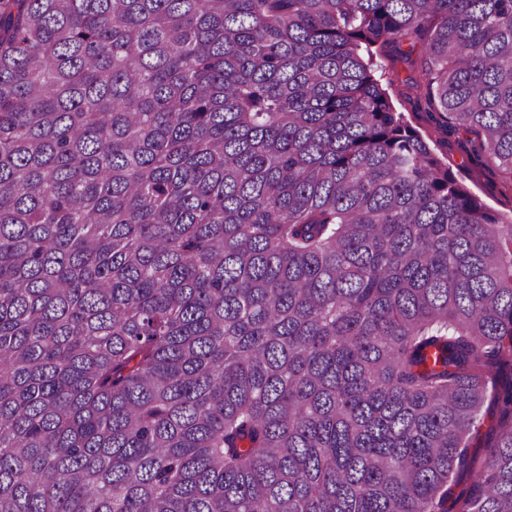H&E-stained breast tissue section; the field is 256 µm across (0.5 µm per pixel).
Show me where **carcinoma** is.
Segmentation results:
<instances>
[{
    "instance_id": "carcinoma-1",
    "label": "carcinoma",
    "mask_w": 512,
    "mask_h": 512,
    "mask_svg": "<svg viewBox=\"0 0 512 512\" xmlns=\"http://www.w3.org/2000/svg\"><path fill=\"white\" fill-rule=\"evenodd\" d=\"M406 39L512 172V0H0V512H512V220ZM425 58L422 43L414 48L412 65L396 57L389 48L386 55L378 60L384 74L383 86L388 89L396 109L403 112L407 122L419 132L432 152L448 165V169L458 175L467 189L491 209L511 216L512 190L508 186V174L499 169L488 155L476 158L466 152L467 143L477 141V132L473 128L445 132L437 121H448V125H452L451 120L444 118V114L417 111L412 99L409 100L402 80L417 77ZM389 79L393 82L391 87L388 86ZM485 411V425L482 429V432L479 436H476L472 440V448H470V453H474L476 458L478 460H482L488 451V446L490 444V438H489V430L490 427L494 424L496 416H497V409L492 403H486L484 407Z\"/></svg>"
}]
</instances>
